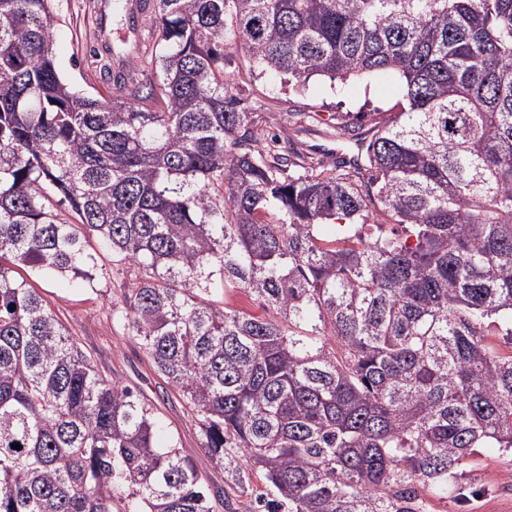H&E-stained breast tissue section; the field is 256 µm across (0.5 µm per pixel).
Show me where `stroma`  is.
<instances>
[{"label": "stroma", "instance_id": "stroma-1", "mask_svg": "<svg viewBox=\"0 0 512 512\" xmlns=\"http://www.w3.org/2000/svg\"><path fill=\"white\" fill-rule=\"evenodd\" d=\"M127 0H54L57 67L66 79L90 95L111 92L100 68L110 64L121 72L153 44L150 18L128 23L119 17ZM231 92L241 108L252 112L262 147L277 153L286 142L298 150L334 162L351 144L335 137L337 126L361 129L397 112L399 81L392 75L352 79L339 84L312 77L296 87L281 76L255 70L248 55L232 52L224 64ZM108 255H101L104 271L93 284L71 277L44 274L32 284L68 327L98 369L135 391L153 409L158 422L159 447L177 443L182 455L201 459L196 431L178 398L168 395L164 379L156 374L138 340L112 318L129 274L106 270ZM461 470L460 494L427 497L429 512H512V457L496 448H480Z\"/></svg>", "mask_w": 512, "mask_h": 512}]
</instances>
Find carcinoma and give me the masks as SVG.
Masks as SVG:
<instances>
[{
    "label": "carcinoma",
    "mask_w": 512,
    "mask_h": 512,
    "mask_svg": "<svg viewBox=\"0 0 512 512\" xmlns=\"http://www.w3.org/2000/svg\"><path fill=\"white\" fill-rule=\"evenodd\" d=\"M52 2L0 0V512H428L512 453V0H142L155 49L108 98L60 75ZM237 47L298 83L393 71L400 109L359 164L266 153ZM91 237L201 463L15 271L91 282Z\"/></svg>",
    "instance_id": "1"
}]
</instances>
